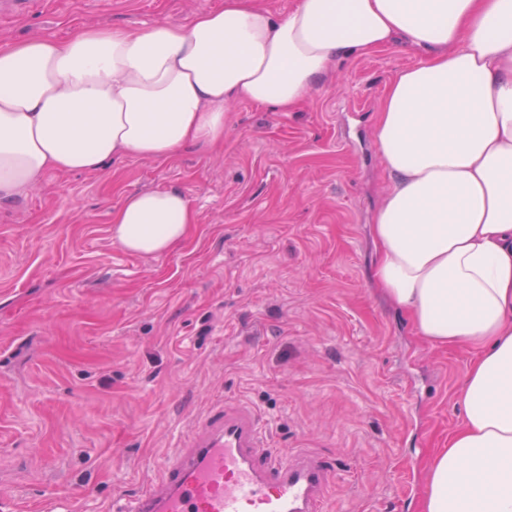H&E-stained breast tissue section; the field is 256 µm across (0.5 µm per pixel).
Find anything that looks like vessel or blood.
Instances as JSON below:
<instances>
[{"label":"vessel or blood","instance_id":"obj_1","mask_svg":"<svg viewBox=\"0 0 512 512\" xmlns=\"http://www.w3.org/2000/svg\"><path fill=\"white\" fill-rule=\"evenodd\" d=\"M188 439L157 484L117 498L114 512H325L331 466L302 452L280 457L250 406L211 411Z\"/></svg>","mask_w":512,"mask_h":512}]
</instances>
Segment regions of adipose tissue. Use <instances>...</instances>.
I'll use <instances>...</instances> for the list:
<instances>
[{"mask_svg": "<svg viewBox=\"0 0 512 512\" xmlns=\"http://www.w3.org/2000/svg\"><path fill=\"white\" fill-rule=\"evenodd\" d=\"M402 45L375 126L389 180L372 278L436 348L472 351L465 417L426 462L421 512H512V0H222L190 23L102 24L0 49V203L52 171L223 143L224 105L297 108L334 65ZM182 189L129 194L112 238L182 244Z\"/></svg>", "mask_w": 512, "mask_h": 512, "instance_id": "1", "label": "adipose tissue"}]
</instances>
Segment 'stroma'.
<instances>
[{
    "mask_svg": "<svg viewBox=\"0 0 512 512\" xmlns=\"http://www.w3.org/2000/svg\"><path fill=\"white\" fill-rule=\"evenodd\" d=\"M220 2L29 0L0 13V48L186 24ZM417 61L351 58L295 111L231 103L223 145L51 172L0 205V512H112L224 403L253 406L274 447L333 463L328 512H420L472 354L428 344L370 275L388 186L373 130ZM167 187L196 213L187 241L123 249L113 211Z\"/></svg>",
    "mask_w": 512,
    "mask_h": 512,
    "instance_id": "obj_1",
    "label": "stroma"
}]
</instances>
